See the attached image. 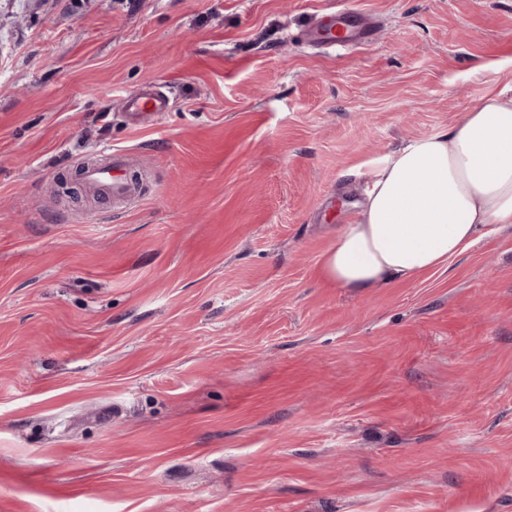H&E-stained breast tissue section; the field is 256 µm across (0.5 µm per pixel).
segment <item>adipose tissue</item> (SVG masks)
I'll return each mask as SVG.
<instances>
[{
  "instance_id": "adipose-tissue-1",
  "label": "adipose tissue",
  "mask_w": 512,
  "mask_h": 512,
  "mask_svg": "<svg viewBox=\"0 0 512 512\" xmlns=\"http://www.w3.org/2000/svg\"><path fill=\"white\" fill-rule=\"evenodd\" d=\"M512 225V95L490 92L458 124L378 159L358 219L322 257L324 278L363 292L446 266Z\"/></svg>"
}]
</instances>
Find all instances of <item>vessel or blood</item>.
Wrapping results in <instances>:
<instances>
[{
	"mask_svg": "<svg viewBox=\"0 0 512 512\" xmlns=\"http://www.w3.org/2000/svg\"><path fill=\"white\" fill-rule=\"evenodd\" d=\"M313 36L320 43L356 45L364 43L367 30L359 13L330 9L321 16ZM169 106V97L149 85L124 98L125 111L138 118L167 111ZM81 175L85 189L105 195L116 204L135 200L146 190L145 184L131 174L126 155L119 150L101 151L98 161L82 164Z\"/></svg>",
	"mask_w": 512,
	"mask_h": 512,
	"instance_id": "obj_1",
	"label": "vessel or blood"
}]
</instances>
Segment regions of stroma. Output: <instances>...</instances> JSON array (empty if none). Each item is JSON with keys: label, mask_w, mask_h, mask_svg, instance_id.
Segmentation results:
<instances>
[{"label": "stroma", "mask_w": 512, "mask_h": 512, "mask_svg": "<svg viewBox=\"0 0 512 512\" xmlns=\"http://www.w3.org/2000/svg\"><path fill=\"white\" fill-rule=\"evenodd\" d=\"M331 7L369 42H310ZM490 91L512 0H0V512H512V226L320 268L371 161ZM103 148L145 198L63 192ZM169 106L170 98L155 91L150 85L129 93L124 98L125 112H131L137 118L166 112Z\"/></svg>", "instance_id": "1"}]
</instances>
